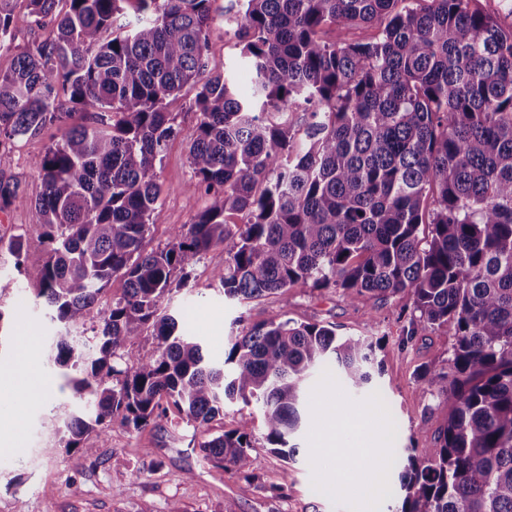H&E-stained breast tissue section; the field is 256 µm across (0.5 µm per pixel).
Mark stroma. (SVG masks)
<instances>
[{"label": "stroma", "mask_w": 512, "mask_h": 512, "mask_svg": "<svg viewBox=\"0 0 512 512\" xmlns=\"http://www.w3.org/2000/svg\"><path fill=\"white\" fill-rule=\"evenodd\" d=\"M216 20L210 33L207 65L211 73L231 71L240 93L251 91L250 71L237 63L231 16L235 0H214ZM192 89L169 99L167 110L183 130L168 144L158 167L163 186L162 204L151 221L146 242L164 245L173 226L191 223L210 205L209 196L187 190L191 180L185 130L196 122L191 105ZM61 137L57 127L47 126L34 135L16 140L0 156V180L16 184L15 198L0 211V236L23 235L21 259L0 252V310L10 320L9 333L29 338L40 368L42 385L38 399L23 410L22 423L12 448L0 452V512H167L179 502L184 512H338L336 498L325 490L327 462L315 450L317 431L344 437L338 420L329 419L333 399L357 402L375 415L370 437L379 458H399L410 444L435 442L447 411L443 397L418 379L426 365L443 368L451 355L454 329L450 326L401 345L403 323L399 312L409 305L405 296H365L349 300L341 291L312 285L290 289L247 305L225 299L212 279L223 267V246L210 249L191 273L187 288L172 294L167 306L178 313L188 335L197 337L210 361L221 362L229 347L236 317L246 323L268 322L289 316L298 322H329L337 333L385 340L378 351L381 372L369 393L353 397L336 374L335 367L315 372L308 381L315 413L298 439L299 452L292 461L272 454L265 439L264 418L258 406L242 400L224 403L223 419L201 427L163 418L141 430L113 421L107 440L94 455L61 447L58 436L47 433L41 421L70 394L60 373L48 361L53 323L34 298L42 277L46 245L36 222L35 203L43 191L35 165L46 148ZM252 419L254 455L262 461L257 487L241 496L235 472L203 461L198 445L208 436L236 428L241 417Z\"/></svg>", "instance_id": "obj_1"}]
</instances>
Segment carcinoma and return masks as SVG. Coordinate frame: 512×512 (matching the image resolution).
Here are the masks:
<instances>
[{"mask_svg":"<svg viewBox=\"0 0 512 512\" xmlns=\"http://www.w3.org/2000/svg\"><path fill=\"white\" fill-rule=\"evenodd\" d=\"M0 0V48L20 25L52 40L0 73V148L63 129L37 161L35 204L49 243L41 287L57 326L53 365L72 399L42 421L88 455L112 421L200 426L225 400L255 402L271 451L293 459L306 380L334 362L356 391L381 341L330 323H254L224 362L178 330L165 297L224 245L213 280L239 303L300 284L350 300L410 295L405 342L448 323V366L419 380L448 402L434 444L405 449L395 512H512V26L479 0H238L240 96L206 74L214 0ZM131 20L111 38L117 20ZM195 90L190 190L214 197L146 249L161 205L157 165L181 128L166 101ZM303 113L305 141L279 113ZM237 215L241 222H229ZM114 277L121 297L99 296ZM149 336L155 351L130 347ZM251 419L199 444L204 460L256 487Z\"/></svg>","mask_w":512,"mask_h":512,"instance_id":"cac0c4a2","label":"carcinoma"}]
</instances>
